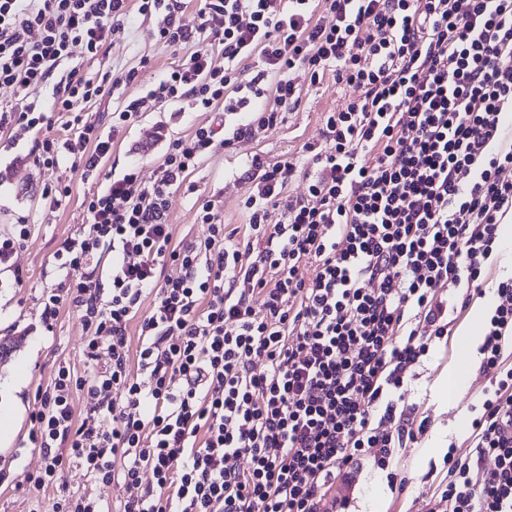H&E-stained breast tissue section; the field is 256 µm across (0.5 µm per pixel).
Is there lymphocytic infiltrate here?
I'll use <instances>...</instances> for the list:
<instances>
[{"instance_id":"lymphocytic-infiltrate-1","label":"lymphocytic infiltrate","mask_w":512,"mask_h":512,"mask_svg":"<svg viewBox=\"0 0 512 512\" xmlns=\"http://www.w3.org/2000/svg\"><path fill=\"white\" fill-rule=\"evenodd\" d=\"M186 7L0 0V85L14 91L0 103V137L42 132L33 151L43 167L66 158L99 171L151 103L214 115L169 143L152 184L133 166L106 176L84 198L82 230L55 251L66 275L43 292L41 318L53 324L66 304L80 312L87 365L59 366L37 389L30 437L46 466L25 481L47 487L74 464L135 488L121 512H332L335 483L351 484L367 462L388 469L426 429L408 374L450 336L449 307L484 294L512 211V0H199L194 27ZM136 16L179 58L104 128L77 103L137 84V69L93 81L67 64L77 45L98 56ZM201 35L208 46L188 51ZM328 79L358 94L325 113L321 144L305 146L311 168L252 155L244 224H224L204 198L196 221L207 237L175 240L172 189L216 149L283 124L305 88ZM60 112L65 133L50 136ZM299 175L307 192L294 197ZM107 252L102 279L94 261ZM495 293L478 348L489 385L431 512H512V277ZM102 336L111 344L101 366Z\"/></svg>"}]
</instances>
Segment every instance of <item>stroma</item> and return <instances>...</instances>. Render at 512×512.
<instances>
[{
  "mask_svg": "<svg viewBox=\"0 0 512 512\" xmlns=\"http://www.w3.org/2000/svg\"><path fill=\"white\" fill-rule=\"evenodd\" d=\"M151 26V21L135 18L129 34L94 58L74 47L69 65L84 77L95 80L102 73L133 67L139 71L138 85L120 87L103 100L82 104V111L92 121L107 124L112 110L138 95L142 86L156 82L174 63L172 51L151 38ZM354 94L353 87L331 79L305 89L299 110L289 115L283 127L260 131L252 141L205 158L170 197L168 222L175 238L205 237V226L195 221V202L200 197L214 200L225 223H242V201L250 191L249 183L241 178L246 156L258 153L270 161L286 157L299 167H308L304 146L320 140L325 112ZM210 119V113L189 104L178 112L166 105L150 106L117 138L96 175L86 174L83 166L68 161L56 169L40 166L31 153L37 137L33 131L23 133L16 147L0 144V233L9 231L21 217L32 226L29 239L14 257L15 269H0V338L18 342L11 358L0 364V416L16 417L11 441L0 446V471L7 475L0 484V512H52L63 488L91 492L105 512H117L126 494L122 485L93 482L75 467L63 471L56 485L40 490L18 486L27 473L45 465L29 437L31 415L40 407L35 398L38 386L48 383L59 363L79 370L85 365L87 335L79 315L64 308L53 329H45L40 319V297L44 288L63 279L64 273L53 264L52 255L67 237L82 229L86 222L84 197L96 190L104 175L121 174L133 164L145 183L154 182L165 148L156 139L158 126H165L168 138L178 139ZM60 178L70 183L72 192L59 209L51 211L45 208L41 191ZM18 269L23 272L19 283L14 280ZM481 305V300H473L471 309L457 318L452 336L434 342L412 371L409 386L420 412L428 418L426 432L410 447L398 449L388 470L369 464L357 473L352 487L337 485L336 497L350 499L348 512H430L433 491L447 471L445 450L450 446L462 448L470 431L469 407L479 400L488 383L482 371L473 366L471 349L461 345L469 334H484V317L473 314ZM452 370L465 377L466 386L451 397L447 377ZM392 473L405 479L403 490L390 489L388 476Z\"/></svg>",
  "mask_w": 512,
  "mask_h": 512,
  "instance_id": "1",
  "label": "stroma"
}]
</instances>
